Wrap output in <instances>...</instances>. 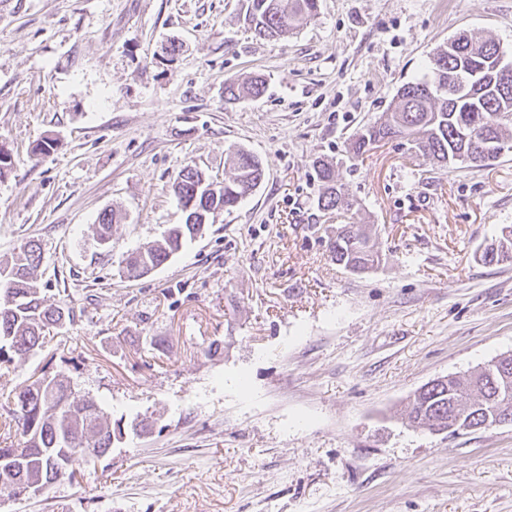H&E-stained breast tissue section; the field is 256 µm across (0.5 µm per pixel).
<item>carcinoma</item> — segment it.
Here are the masks:
<instances>
[{
	"label": "carcinoma",
	"mask_w": 512,
	"mask_h": 512,
	"mask_svg": "<svg viewBox=\"0 0 512 512\" xmlns=\"http://www.w3.org/2000/svg\"><path fill=\"white\" fill-rule=\"evenodd\" d=\"M245 21L256 35L280 38L317 11L318 0H244ZM506 52L493 40L466 39L453 51L441 48L430 61L421 80L403 84L396 105L386 118L366 127L351 144L357 156L372 142L405 139L416 155L443 168L464 161L479 165L499 153H485V143L512 147V72L496 71ZM265 88L262 77L224 84V99L236 101L258 97ZM224 183L217 192L201 186V172L186 166L172 188L184 223L173 224L159 241L131 250L121 268L122 276L137 280L166 263L183 247L201 236L215 214L229 211L253 192L264 178L261 160L237 149L227 153ZM323 191L317 208L333 212L357 207L346 199L344 186L331 164L317 165ZM119 218L112 210L98 217L99 243L112 238ZM497 253L483 250L485 264L512 261V239L500 237ZM331 258L339 265L369 269L379 262L369 234L358 224H346L330 241ZM42 262L41 245L30 240L11 260L0 262V367L15 359L38 354L48 343L46 331L73 319V311L49 303L42 296L35 272ZM4 406L12 413L18 438L0 443V498L23 500L39 497L52 484L74 480L79 466L104 457L114 441L123 436L121 424H112L101 404L76 397L70 380L58 374H43L7 397ZM501 414L512 417V358L470 375L440 381L431 389L413 395L407 407L410 424L430 432L450 417L458 425L447 431L482 428L487 419Z\"/></svg>",
	"instance_id": "obj_1"
}]
</instances>
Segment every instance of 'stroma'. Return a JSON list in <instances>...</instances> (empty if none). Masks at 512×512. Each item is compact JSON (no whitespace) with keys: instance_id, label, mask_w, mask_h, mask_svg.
Returning a JSON list of instances; mask_svg holds the SVG:
<instances>
[{"instance_id":"1","label":"stroma","mask_w":512,"mask_h":512,"mask_svg":"<svg viewBox=\"0 0 512 512\" xmlns=\"http://www.w3.org/2000/svg\"><path fill=\"white\" fill-rule=\"evenodd\" d=\"M243 10L0 0V259L38 241L39 284L74 314L0 369V400L61 374L125 429L76 481L0 512H512V424L403 420L424 384L512 353V261L479 259L512 227V150L446 170L400 139L350 150L454 35L512 52V0H318L274 40ZM254 75L261 96L225 102ZM232 149L261 159L259 186L121 278L127 251L183 223L177 173L223 178ZM319 160L359 210H318ZM106 209L121 221L104 246ZM350 222L380 254L362 273L329 252Z\"/></svg>"}]
</instances>
